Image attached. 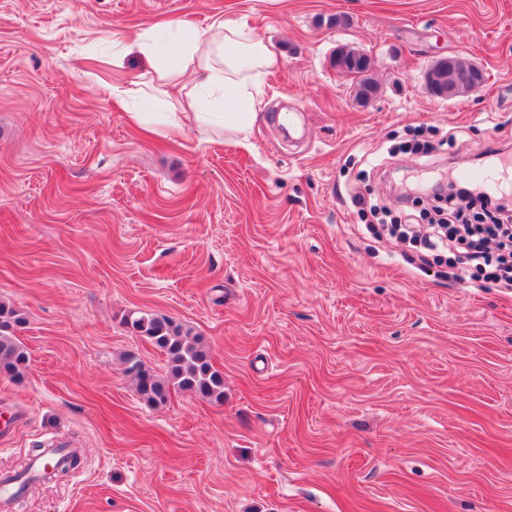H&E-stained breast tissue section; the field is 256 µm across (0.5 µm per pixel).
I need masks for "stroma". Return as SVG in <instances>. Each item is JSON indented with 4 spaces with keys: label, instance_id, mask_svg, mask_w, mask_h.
<instances>
[{
    "label": "stroma",
    "instance_id": "stroma-1",
    "mask_svg": "<svg viewBox=\"0 0 512 512\" xmlns=\"http://www.w3.org/2000/svg\"><path fill=\"white\" fill-rule=\"evenodd\" d=\"M216 20L280 59L249 145L141 132L95 93L149 71L134 34ZM341 46L371 60L369 105ZM448 55L483 67L478 92L427 91ZM415 135L437 152L389 156ZM498 151L512 0H0V301L29 356L0 374V473L80 458L0 512H512V293L416 269L349 197L423 224L400 195ZM133 312L201 337L223 400L147 406L123 359L166 357Z\"/></svg>",
    "mask_w": 512,
    "mask_h": 512
}]
</instances>
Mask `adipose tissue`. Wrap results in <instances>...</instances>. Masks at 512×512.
I'll use <instances>...</instances> for the list:
<instances>
[{
	"mask_svg": "<svg viewBox=\"0 0 512 512\" xmlns=\"http://www.w3.org/2000/svg\"><path fill=\"white\" fill-rule=\"evenodd\" d=\"M128 46L149 60L152 81L174 103L171 128L228 131L248 143L265 105L266 77L279 59L246 25L179 26L164 44L139 33Z\"/></svg>",
	"mask_w": 512,
	"mask_h": 512,
	"instance_id": "obj_1",
	"label": "adipose tissue"
}]
</instances>
